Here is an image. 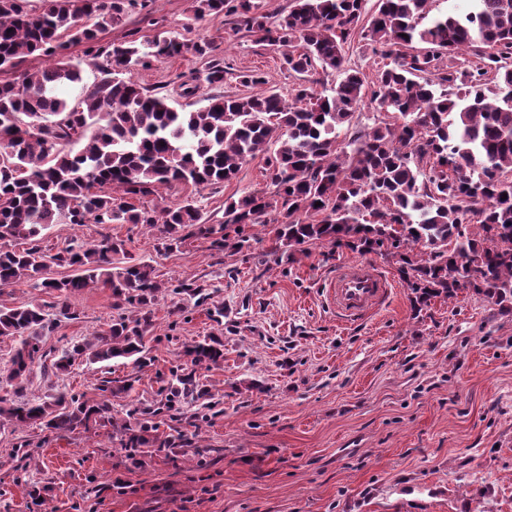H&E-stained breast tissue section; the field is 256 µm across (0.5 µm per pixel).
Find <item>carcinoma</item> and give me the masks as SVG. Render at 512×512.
Instances as JSON below:
<instances>
[{
  "instance_id": "carcinoma-1",
  "label": "carcinoma",
  "mask_w": 512,
  "mask_h": 512,
  "mask_svg": "<svg viewBox=\"0 0 512 512\" xmlns=\"http://www.w3.org/2000/svg\"><path fill=\"white\" fill-rule=\"evenodd\" d=\"M27 0H0V241L22 240L21 250L0 248V286L30 282L67 300L91 285L111 289L113 307L134 308L112 319L96 336L72 344L47 361L40 334L52 324L40 306L0 308V337L19 339L0 395V426H46L73 433L112 423V399L132 389L105 379L95 402L64 391L49 401L16 399L34 367L66 372L76 357L92 363L146 360L145 337L163 285L153 265H114L125 241L109 235L90 246L70 245L51 254L40 245L53 224H146L158 230L161 248L180 247L181 231L211 240L222 250L234 226L232 247L249 246L244 224H265L280 211L276 240L292 251L329 241L360 254L376 253L397 266L417 301L451 298L471 290L512 314V0H471L460 16L428 18V0H378L365 17L366 0H292L272 21L255 0H193L194 19L226 14L255 41L286 48L289 70L336 73L327 93L300 86L289 102L274 91L244 96L215 93L205 105L175 107L134 76L167 57H208L199 83L224 85V59L208 43L158 30L141 42L104 43L101 34L122 22L132 0H43L31 13ZM391 59L367 82L347 65L356 36ZM423 47L417 48L415 44ZM84 46L99 73L72 105L61 89L82 82L81 63L66 55ZM473 50L474 62L459 56ZM49 64L19 70L29 57ZM369 101L385 114L359 130L355 112ZM266 156L276 193H248L225 202V225L203 222L191 201L159 211L124 200L145 197L160 185H216L235 179L242 166ZM121 196H116V193ZM73 267L71 278L49 279V265ZM176 291L201 304L203 288L186 281ZM192 368L172 373L164 407L209 408L199 366L224 360V343L209 336L188 349ZM158 410L140 413L139 433L125 432L129 456L176 453L155 434Z\"/></svg>"
}]
</instances>
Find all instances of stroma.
Here are the masks:
<instances>
[{"label":"stroma","instance_id":"stroma-1","mask_svg":"<svg viewBox=\"0 0 512 512\" xmlns=\"http://www.w3.org/2000/svg\"><path fill=\"white\" fill-rule=\"evenodd\" d=\"M212 42L228 71L223 92L245 88L239 73L255 71L267 89L291 96L302 85L333 87L335 74L288 71L276 47L235 31L233 19L192 18V0H151L129 8L106 42L143 40L155 29ZM206 67L175 57L136 70L142 85L176 96ZM273 196L265 158L257 156L232 181L160 187L139 207L177 206L193 198L208 223L223 224L230 196ZM249 248L218 250L187 237L179 250L159 251L143 224H55L41 233L44 248L109 235L126 243V258L145 261L159 281H189L206 289L202 305L172 291L160 295L147 336L149 360H75L68 372L33 370L28 399L65 391L99 397L102 377L129 380L112 426L57 433L41 427H0V512H512V314L470 291L432 299L415 309L396 265L326 242L295 254L276 243L270 227H247ZM365 261L392 284L389 302L356 323L341 322L326 302L336 268ZM62 314L42 289L0 287V307L39 305L54 321L40 338L61 352L106 328L116 311L110 289L96 286L69 300ZM223 306L224 319L210 312ZM222 335L224 360L201 370L213 407L204 421L194 408L175 407L161 432L183 447L202 448L192 461L144 457L126 462L118 430L135 427L132 411L153 406L186 348Z\"/></svg>","mask_w":512,"mask_h":512}]
</instances>
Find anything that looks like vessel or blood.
<instances>
[{"instance_id":"vessel-or-blood-1","label":"vessel or blood","mask_w":512,"mask_h":512,"mask_svg":"<svg viewBox=\"0 0 512 512\" xmlns=\"http://www.w3.org/2000/svg\"><path fill=\"white\" fill-rule=\"evenodd\" d=\"M326 294L340 319L357 321L388 301L391 282L374 265L353 263L337 268L329 280Z\"/></svg>"}]
</instances>
